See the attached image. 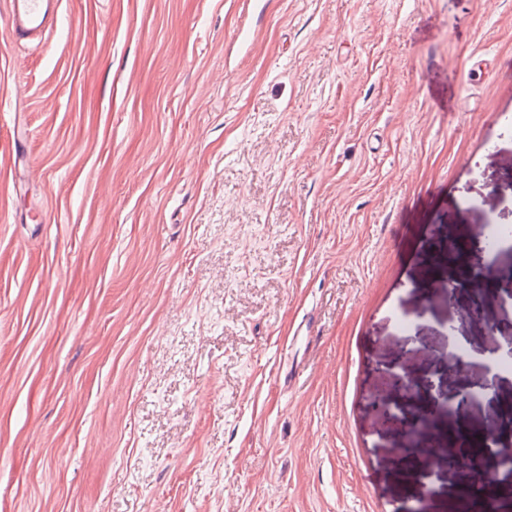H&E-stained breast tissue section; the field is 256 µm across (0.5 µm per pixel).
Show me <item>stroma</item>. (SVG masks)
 Here are the masks:
<instances>
[{
	"mask_svg": "<svg viewBox=\"0 0 512 512\" xmlns=\"http://www.w3.org/2000/svg\"><path fill=\"white\" fill-rule=\"evenodd\" d=\"M0 0V512H405L382 361L456 336L422 261L512 225V0ZM494 396L439 420L482 418ZM9 36L22 43H40L61 22L60 0H8Z\"/></svg>",
	"mask_w": 512,
	"mask_h": 512,
	"instance_id": "35a3bbf8",
	"label": "stroma"
}]
</instances>
